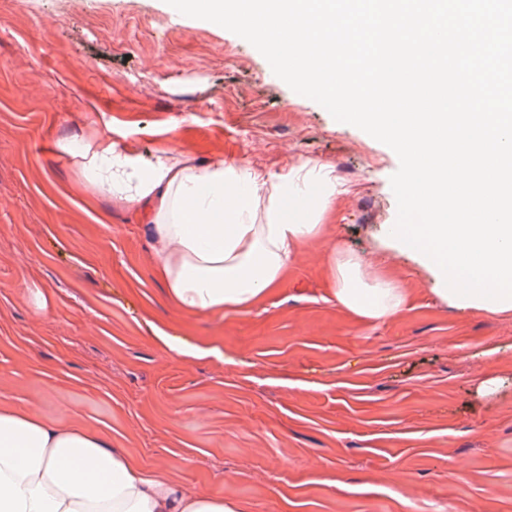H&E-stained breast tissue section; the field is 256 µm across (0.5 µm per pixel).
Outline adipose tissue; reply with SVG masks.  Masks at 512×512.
<instances>
[{
    "label": "adipose tissue",
    "mask_w": 512,
    "mask_h": 512,
    "mask_svg": "<svg viewBox=\"0 0 512 512\" xmlns=\"http://www.w3.org/2000/svg\"><path fill=\"white\" fill-rule=\"evenodd\" d=\"M109 119L58 140L78 184L113 207L143 212L157 277L190 314L253 307L277 287L298 250L321 239L339 192L327 165L265 174L223 157L200 163L174 147L143 155L119 142ZM337 304L382 321L410 297L388 269L352 252L332 253ZM0 512H238L219 495L185 492L164 473H144L103 431L62 425L0 400Z\"/></svg>",
    "instance_id": "adipose-tissue-1"
}]
</instances>
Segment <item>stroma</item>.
<instances>
[{
  "mask_svg": "<svg viewBox=\"0 0 512 512\" xmlns=\"http://www.w3.org/2000/svg\"><path fill=\"white\" fill-rule=\"evenodd\" d=\"M105 115L145 155L329 165L336 217L261 303L182 312L144 219L80 190L56 148ZM398 167L249 42L165 0H0V399L106 431L238 512H512V313L441 303L384 237ZM343 248L386 259L409 307L341 309L326 268Z\"/></svg>",
  "mask_w": 512,
  "mask_h": 512,
  "instance_id": "stroma-1",
  "label": "stroma"
}]
</instances>
